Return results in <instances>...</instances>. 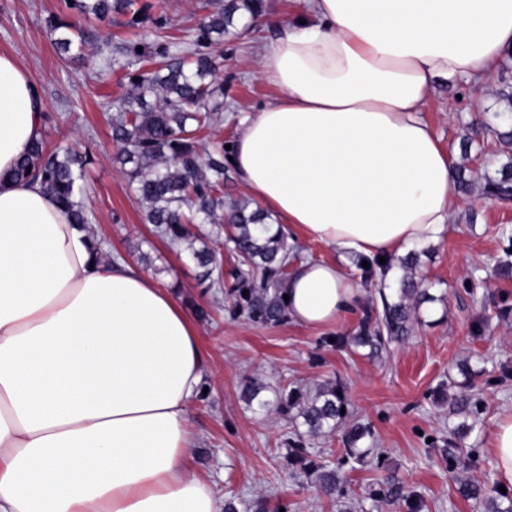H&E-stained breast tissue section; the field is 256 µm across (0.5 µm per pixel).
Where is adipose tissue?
I'll return each mask as SVG.
<instances>
[{"instance_id":"1","label":"adipose tissue","mask_w":512,"mask_h":512,"mask_svg":"<svg viewBox=\"0 0 512 512\" xmlns=\"http://www.w3.org/2000/svg\"><path fill=\"white\" fill-rule=\"evenodd\" d=\"M260 53L280 94L243 117L232 164L280 223L342 254L444 237L456 197L422 118L434 80L481 81L512 48V0H305ZM31 75L0 53V512H221L188 472L198 330L133 265L12 171L42 130ZM286 313L309 328L355 308L336 262L293 263Z\"/></svg>"}]
</instances>
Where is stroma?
<instances>
[{
	"label": "stroma",
	"mask_w": 512,
	"mask_h": 512,
	"mask_svg": "<svg viewBox=\"0 0 512 512\" xmlns=\"http://www.w3.org/2000/svg\"><path fill=\"white\" fill-rule=\"evenodd\" d=\"M59 0H0V52L15 56L30 72L44 108L53 117L42 137L48 146L68 145L90 152L84 201L91 229L103 243L104 261L134 263L171 291L197 319L203 357L205 393L193 404L190 426L196 436L184 465L210 482L220 500L233 501L237 512H338L337 495L328 493L288 459L286 444L295 431L278 410L256 411L243 394L246 379L265 387L264 396L294 387L315 388L340 382L354 417L371 427L374 449L366 462L348 463L340 474L362 512H406L403 503L374 505L369 494L383 479L418 494L422 512H482L460 496L461 482L498 484L490 438L505 413L512 411V197L489 199L488 183L512 160V50L485 81L480 95L470 83L436 80L422 117L454 163L457 201L453 221L439 242L424 245L416 277L433 295L403 341L389 343L379 355L351 344L367 313L379 306L380 287H394L399 269L387 278L365 280L355 257L338 256L326 244L295 236L291 247L312 260H339L359 288L356 309L322 328L282 321L262 323L238 310L231 296L237 263L216 241L212 224L192 226L188 241L158 236L116 156L111 119L128 95L135 62L112 53L109 73H102L103 44L136 41L149 25L129 26L128 16L112 14L89 22L92 36L85 61H72L53 44L48 20ZM301 0H262L256 23H240L212 45L220 56L218 80L224 86L221 122L203 146L234 143L240 119L279 95L259 78L262 47L288 29ZM217 252L220 288L201 284L193 251ZM207 319H198V310ZM473 373L465 380L459 371ZM467 390H460V383ZM466 392L478 410L449 411L450 399ZM472 424L466 437L455 427ZM474 451V460L449 468V456Z\"/></svg>",
	"instance_id": "1"
}]
</instances>
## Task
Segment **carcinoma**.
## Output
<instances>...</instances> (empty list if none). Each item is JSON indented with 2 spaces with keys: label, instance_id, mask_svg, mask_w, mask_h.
I'll use <instances>...</instances> for the list:
<instances>
[{
  "label": "carcinoma",
  "instance_id": "1",
  "mask_svg": "<svg viewBox=\"0 0 512 512\" xmlns=\"http://www.w3.org/2000/svg\"><path fill=\"white\" fill-rule=\"evenodd\" d=\"M212 10L187 39L171 40L166 13L157 0H63L60 14L51 26L57 38L56 48L72 58L84 54L89 31L81 21L104 20L114 13L131 15L129 24L150 22L157 32L150 43L130 41L122 53L149 67L136 73L130 81L132 90L112 116V139L118 146V160L130 165L129 182L142 203L147 223L156 233L177 243L187 240L188 224H223L225 245L241 260L236 284L232 288L238 307L248 316L266 323L287 318L281 296V284L289 264V248L281 229H272L260 208L249 209L247 203H235L224 210V148L211 153L200 145L199 134L220 120L223 86L217 84V60L206 52L212 44L224 39L234 20L253 19L261 11L259 0H212ZM141 17H136V14ZM142 52H137V48ZM90 159L73 149L58 145L47 149L43 140L32 143L16 164L13 177L36 180L69 215L74 224L89 223L81 200L83 178ZM496 197L512 194V166L501 170V178L489 184ZM417 253L411 252L399 262L402 275L398 288L391 293L379 291L381 309L367 315L360 332L352 338L357 346H368L377 354L386 344L404 339L413 320L420 319L424 303L433 302L427 289L416 280ZM261 272L260 281L254 273ZM344 387L328 382L313 394L297 389L277 397V408L292 415L296 425L304 428L301 435L326 437L343 432L342 456L338 466L331 467L313 458L307 449L293 447L290 457L301 464L304 472L315 477L326 491L340 497L346 490L339 476V465L361 463L369 449L360 446L372 437L370 427L352 419ZM461 496L484 503L487 512H512V495L488 494L485 486L463 483ZM376 501H404L407 512H421L423 502L400 486L384 480V485L371 493Z\"/></svg>",
  "mask_w": 512,
  "mask_h": 512
}]
</instances>
